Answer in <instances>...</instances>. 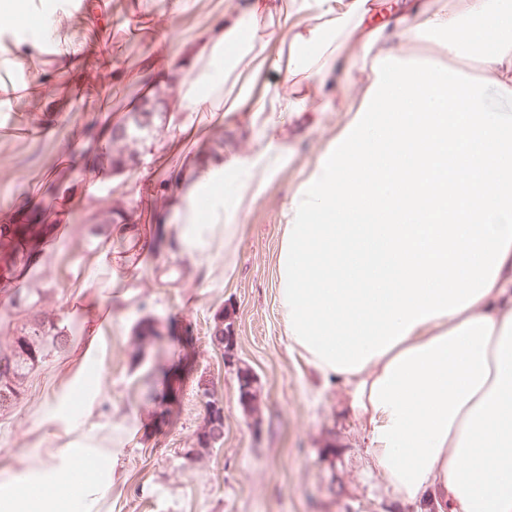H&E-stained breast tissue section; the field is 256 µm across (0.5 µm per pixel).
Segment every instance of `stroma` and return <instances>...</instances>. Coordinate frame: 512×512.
Here are the masks:
<instances>
[{"label":"stroma","mask_w":512,"mask_h":512,"mask_svg":"<svg viewBox=\"0 0 512 512\" xmlns=\"http://www.w3.org/2000/svg\"><path fill=\"white\" fill-rule=\"evenodd\" d=\"M225 0H188L175 31L164 27L169 0H109L99 21L86 23L70 0H35L14 27L0 31V46L39 36L58 10L72 15V38L81 48L72 65L59 63L56 48L43 57L51 98L17 92L0 104V216L26 209L59 221L51 262L32 267L17 288H45V308L72 333L77 317L64 313L78 288L105 287L81 266L98 250L91 244L98 212L120 205L139 224L168 209L170 171L195 154L217 160L248 155L260 146L258 127L218 123L205 113L194 119L197 140L172 148L167 126L141 151L140 170L153 174L155 194L115 196L110 173L96 174L80 160L86 126L122 116L116 94H128L144 79L177 93L182 73L173 67L179 43ZM153 69H144L146 59ZM340 116L324 113L320 124L296 131L297 153L250 208L245 224L227 241L224 274L205 281L186 260L144 263L135 273L133 299L115 309L112 351L105 366L111 385L108 409L114 421L137 420L139 429L122 457L124 482L112 489V512H429L426 500L396 497L373 463L367 437L350 412L340 385L324 386L305 361L288 348L277 313V257L283 210L290 186L336 133ZM228 314L236 345L224 355L210 341L218 312ZM152 316L158 336L141 347L136 323ZM57 354L27 379L24 394L0 413V455L16 450L28 418L52 374L65 361ZM257 377V408L245 413L238 398L236 369ZM207 375L224 404V440L194 460L183 455L203 422L197 393ZM176 382L178 398L162 405L152 390Z\"/></svg>","instance_id":"obj_1"}]
</instances>
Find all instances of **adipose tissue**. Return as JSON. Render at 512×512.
<instances>
[{
  "mask_svg": "<svg viewBox=\"0 0 512 512\" xmlns=\"http://www.w3.org/2000/svg\"><path fill=\"white\" fill-rule=\"evenodd\" d=\"M418 49H407L408 40ZM78 52L61 14L0 67L35 64L44 43ZM175 112L269 111L267 143L173 175L172 259L215 274L226 235L296 154L284 120L342 115L288 191L277 303L288 345L341 384L393 492L437 512H512V0H231L181 45ZM476 63V73L465 71ZM273 70L254 99L250 83ZM233 181L232 193L221 192ZM209 193L208 215L196 201ZM92 256L129 272L152 248ZM128 292H77L82 331L17 451L0 456V512H107L128 441L105 411L112 307Z\"/></svg>",
  "mask_w": 512,
  "mask_h": 512,
  "instance_id": "adipose-tissue-1",
  "label": "adipose tissue"
}]
</instances>
